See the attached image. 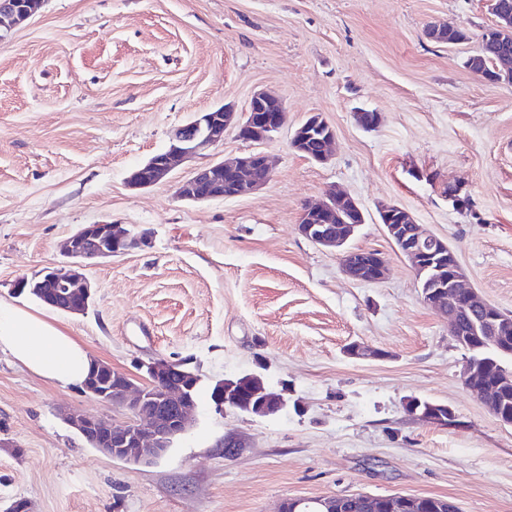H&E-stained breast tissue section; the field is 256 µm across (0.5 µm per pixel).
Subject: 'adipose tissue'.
<instances>
[{"instance_id": "adipose-tissue-1", "label": "adipose tissue", "mask_w": 512, "mask_h": 512, "mask_svg": "<svg viewBox=\"0 0 512 512\" xmlns=\"http://www.w3.org/2000/svg\"><path fill=\"white\" fill-rule=\"evenodd\" d=\"M0 351L62 386L81 385L90 370L85 348L42 314L0 298Z\"/></svg>"}]
</instances>
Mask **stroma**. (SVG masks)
<instances>
[{
  "instance_id": "obj_1",
  "label": "stroma",
  "mask_w": 512,
  "mask_h": 512,
  "mask_svg": "<svg viewBox=\"0 0 512 512\" xmlns=\"http://www.w3.org/2000/svg\"><path fill=\"white\" fill-rule=\"evenodd\" d=\"M495 18L490 0H45L0 40V297L47 318L143 384L144 362L201 378L186 433L155 464L113 460L63 419L77 409L122 424L126 409L61 387L0 352V512H277L293 498L405 494L458 512H512V427L463 386L468 357L420 299L378 207L408 210L447 240L478 295L512 314V83L465 66ZM438 23L457 44L429 39ZM267 89L288 124L264 145L258 193L190 202L198 167L253 151L227 133L167 182L133 190L135 167L198 113L245 112ZM378 112L362 129L359 110ZM313 113L334 128L317 163L290 145ZM365 213L350 244L389 260L375 283L348 278L334 250L298 230L329 186ZM465 198L453 204L449 190ZM112 222L151 243L89 260L85 314L17 293L65 265L63 242ZM356 343L375 357L348 355ZM254 373L285 409L217 413L224 377ZM448 405L455 424L409 413ZM245 446L225 458V436Z\"/></svg>"
}]
</instances>
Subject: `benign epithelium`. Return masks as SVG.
I'll use <instances>...</instances> for the list:
<instances>
[{"instance_id":"7a95c632","label":"benign epithelium","mask_w":512,"mask_h":512,"mask_svg":"<svg viewBox=\"0 0 512 512\" xmlns=\"http://www.w3.org/2000/svg\"><path fill=\"white\" fill-rule=\"evenodd\" d=\"M42 0H0V27L10 29L27 21L40 7ZM287 122V108L272 92H256L243 117H237L229 106L201 112L191 121L173 128L169 147L136 167L127 184L132 189H144L165 181L178 161L200 155L224 142L230 129L245 142L263 145L271 141ZM335 140V131L320 115L313 114L294 130L291 147L308 159L323 163L328 160V146ZM271 174L268 156L252 151L218 163L196 169L180 187L179 195L201 202L216 198H234L253 194L262 189ZM379 218L398 251L412 264L420 283L424 303L448 319L451 335L458 344L470 350L474 362L465 367L463 383L474 395L482 398L485 407L503 424L512 426V410L502 404L505 387L512 385L506 376L491 380L486 366L490 360L480 357L478 336H494L505 346L512 347V315L480 299L465 283L454 251L443 239L423 234L412 215L393 205L379 208ZM365 223L360 204L348 195L326 193V199L306 206L299 222L300 233L311 242L339 252L345 273L356 272L362 282L382 279L386 257L376 251L351 249L347 241L355 229ZM149 244L146 232L139 234L120 224L101 222L86 224L65 243L69 268L47 271L34 286L50 307L69 314L88 309L92 286L84 274L86 262L125 253L135 246ZM473 312L468 324L460 314ZM105 363L91 365L87 379L81 385L84 392L99 401L126 408L132 421L121 426L101 416L74 412L68 424L89 444L114 459L151 465L185 434L189 414L196 409L192 392L200 378L180 362L155 359L143 364L148 382L140 387L121 371L101 369ZM234 378H224L212 388L215 410L226 408L258 415H270L285 406L283 397L260 388L253 396H261L256 405L244 402L236 391ZM352 498L333 496L313 502L314 512H346ZM364 512H457L446 500L423 504L406 495L384 498L361 496Z\"/></svg>"}]
</instances>
